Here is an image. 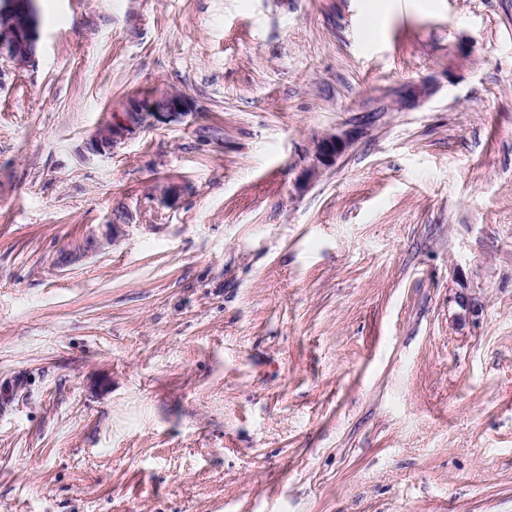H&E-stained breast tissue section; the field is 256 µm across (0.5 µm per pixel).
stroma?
<instances>
[{
    "mask_svg": "<svg viewBox=\"0 0 512 512\" xmlns=\"http://www.w3.org/2000/svg\"><path fill=\"white\" fill-rule=\"evenodd\" d=\"M36 6L0 512H512V0ZM179 106H182V109H179ZM190 110L187 99L177 94L144 99L135 111L125 114L122 122L99 127L90 138L88 149L92 154H106L133 130L150 123L151 119L171 122ZM347 137L337 134H329L318 141L315 150V163L309 170V177L313 178L320 174L322 166H328L336 159V155L342 151Z\"/></svg>",
    "mask_w": 512,
    "mask_h": 512,
    "instance_id": "stroma-1",
    "label": "stroma"
}]
</instances>
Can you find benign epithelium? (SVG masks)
<instances>
[{"instance_id": "obj_1", "label": "benign epithelium", "mask_w": 512, "mask_h": 512, "mask_svg": "<svg viewBox=\"0 0 512 512\" xmlns=\"http://www.w3.org/2000/svg\"><path fill=\"white\" fill-rule=\"evenodd\" d=\"M39 49L38 16L35 0H0V64L30 66L36 62ZM190 111L187 99L181 95H164L142 100L138 108L128 112L120 123L99 127L89 140L91 153L102 155L112 149L133 130L150 120L175 121ZM347 138L329 134L318 141L315 163L309 177L320 174L342 151Z\"/></svg>"}]
</instances>
